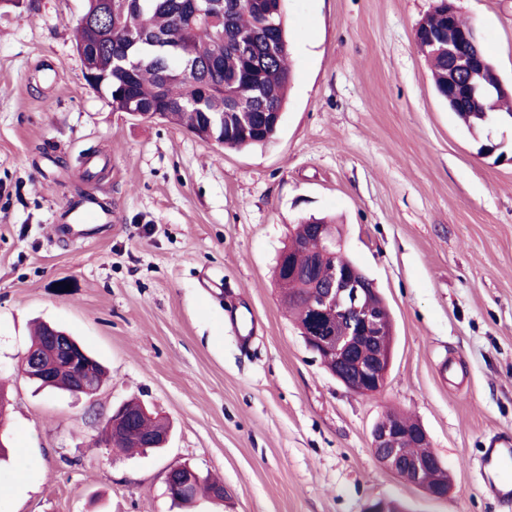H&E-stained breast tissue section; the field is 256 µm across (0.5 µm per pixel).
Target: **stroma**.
<instances>
[{
	"instance_id": "obj_1",
	"label": "stroma",
	"mask_w": 512,
	"mask_h": 512,
	"mask_svg": "<svg viewBox=\"0 0 512 512\" xmlns=\"http://www.w3.org/2000/svg\"><path fill=\"white\" fill-rule=\"evenodd\" d=\"M512 84V0H454ZM293 80L265 145L227 150L113 111L89 88L73 29L85 0L0 15V512H180L171 467L219 475L193 512H512L485 487L484 448L512 436V122L479 154L433 86L415 29L434 0H285ZM93 195L92 238L53 225ZM335 217L343 253L392 316L384 389L361 396L306 347L272 271L296 224ZM249 311L240 344L227 308ZM109 371L91 398L37 388L20 365L35 322ZM172 425L164 450L96 446L129 398ZM426 428L446 499L384 468L387 410Z\"/></svg>"
}]
</instances>
